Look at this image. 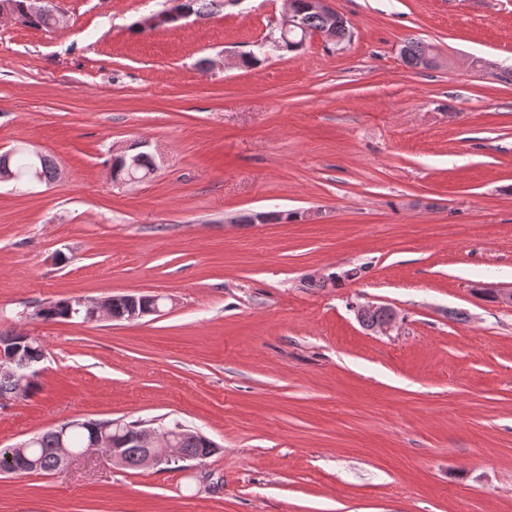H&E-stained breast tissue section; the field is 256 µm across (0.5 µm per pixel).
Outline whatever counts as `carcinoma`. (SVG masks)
I'll use <instances>...</instances> for the list:
<instances>
[{
	"instance_id": "obj_1",
	"label": "carcinoma",
	"mask_w": 512,
	"mask_h": 512,
	"mask_svg": "<svg viewBox=\"0 0 512 512\" xmlns=\"http://www.w3.org/2000/svg\"><path fill=\"white\" fill-rule=\"evenodd\" d=\"M16 5V21L22 25L50 29L55 23L52 8L39 15H30L22 9L23 0H11ZM190 13L197 19H203L219 5V0H186ZM300 12V21L310 30H322L325 21L316 12L308 10L306 0H295ZM434 53L431 44L417 38L404 41L401 48L403 63L414 69L429 54ZM11 170L17 179L22 180L35 172H40L43 181L51 182L57 177V167L47 156L26 146H19L7 157ZM69 314V305L66 301L50 303L39 308L35 316L43 321H65ZM42 353L38 345L30 341L23 344L17 352V372L22 375L27 370L41 362ZM100 420H86L76 423L64 435V443L75 454H85L92 451V431L99 429ZM143 424L138 421L122 423L118 453L124 462V467L136 469L144 453V441L140 438ZM25 447L20 445L0 448V471L11 475H25L30 473H48L60 467L59 440L57 429L52 428L32 436L24 441ZM179 452L190 460L202 461L217 452L213 443L201 432L193 429L177 440Z\"/></svg>"
}]
</instances>
